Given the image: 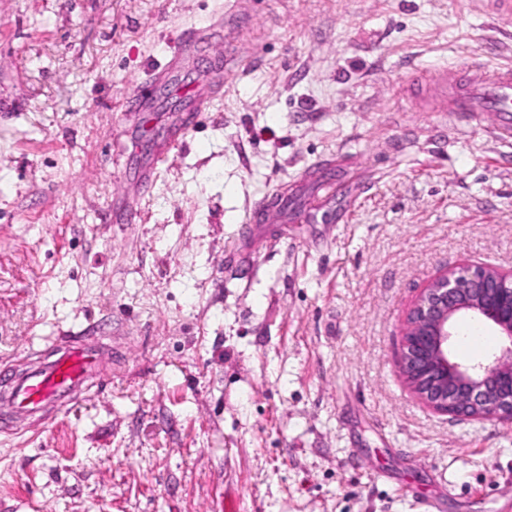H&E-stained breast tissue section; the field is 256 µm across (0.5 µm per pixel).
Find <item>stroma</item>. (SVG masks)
<instances>
[{"label":"stroma","mask_w":512,"mask_h":512,"mask_svg":"<svg viewBox=\"0 0 512 512\" xmlns=\"http://www.w3.org/2000/svg\"><path fill=\"white\" fill-rule=\"evenodd\" d=\"M474 62L512 63L483 0H0V365L101 361L0 410V512H512V421L397 369L440 271L512 267V143L409 81ZM208 107L209 101L207 99L196 98L192 100L189 110L190 113L186 114V121L183 123L184 128L194 119L198 112H206ZM184 128L177 129L173 135L165 138L158 144L150 167L146 171L142 172L140 176V185L147 184L152 181L151 174L157 170L160 165L167 161L174 142L177 140L179 134L184 130ZM99 360L92 350L67 343L55 359L40 364L22 376L12 377L0 370V377H11L8 390L1 392V405L17 411L34 412L48 405L64 408L76 391L96 378Z\"/></svg>","instance_id":"1"}]
</instances>
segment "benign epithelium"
I'll list each match as a JSON object with an SVG mask.
<instances>
[{
  "label": "benign epithelium",
  "mask_w": 512,
  "mask_h": 512,
  "mask_svg": "<svg viewBox=\"0 0 512 512\" xmlns=\"http://www.w3.org/2000/svg\"><path fill=\"white\" fill-rule=\"evenodd\" d=\"M465 317L491 326L501 349L473 363L455 360L449 344ZM399 371L436 412L512 421V270L467 265L435 277L406 315Z\"/></svg>",
  "instance_id": "obj_1"
}]
</instances>
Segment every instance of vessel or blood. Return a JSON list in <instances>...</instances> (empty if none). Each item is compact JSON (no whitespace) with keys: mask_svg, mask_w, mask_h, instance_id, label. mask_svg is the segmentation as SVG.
Instances as JSON below:
<instances>
[{"mask_svg":"<svg viewBox=\"0 0 512 512\" xmlns=\"http://www.w3.org/2000/svg\"><path fill=\"white\" fill-rule=\"evenodd\" d=\"M411 81L437 83L448 112L485 114L494 117L493 136L512 138V66L494 69L475 63L457 70L431 73L415 70ZM99 360L92 350L71 343L55 359L40 364L22 376L11 377L0 402L21 412H34L46 406L66 407L70 397L88 387L96 378Z\"/></svg>","mask_w":512,"mask_h":512,"instance_id":"b4317fda","label":"vessel or blood"}]
</instances>
